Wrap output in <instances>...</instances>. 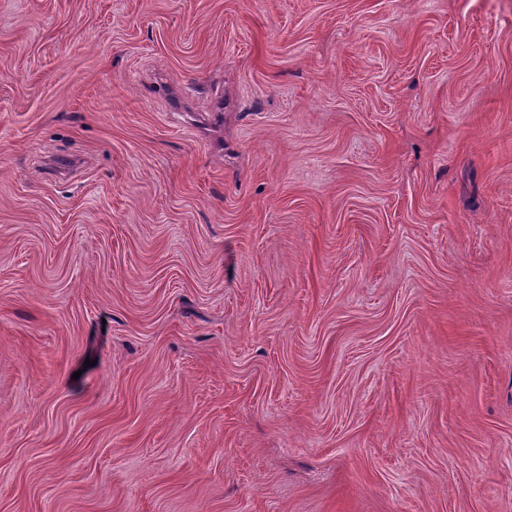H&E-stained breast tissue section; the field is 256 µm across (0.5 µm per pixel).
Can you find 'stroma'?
<instances>
[{
  "label": "stroma",
  "instance_id": "stroma-1",
  "mask_svg": "<svg viewBox=\"0 0 512 512\" xmlns=\"http://www.w3.org/2000/svg\"><path fill=\"white\" fill-rule=\"evenodd\" d=\"M0 512H512V0H0Z\"/></svg>",
  "mask_w": 512,
  "mask_h": 512
}]
</instances>
